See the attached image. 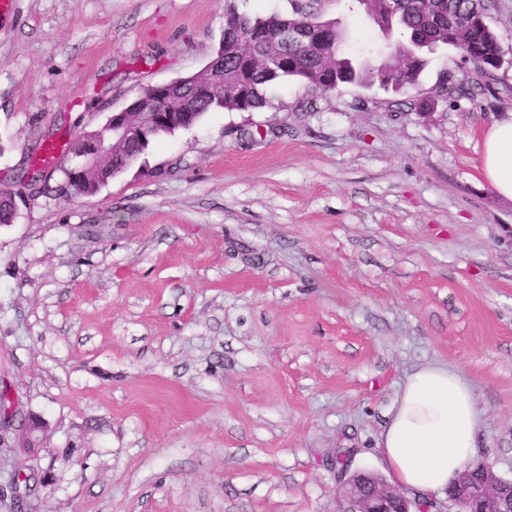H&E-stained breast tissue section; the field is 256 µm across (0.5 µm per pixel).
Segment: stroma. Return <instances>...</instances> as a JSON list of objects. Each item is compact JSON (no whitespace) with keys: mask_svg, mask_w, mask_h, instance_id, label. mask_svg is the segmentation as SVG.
Here are the masks:
<instances>
[{"mask_svg":"<svg viewBox=\"0 0 512 512\" xmlns=\"http://www.w3.org/2000/svg\"><path fill=\"white\" fill-rule=\"evenodd\" d=\"M15 0L0 14V392L40 416L25 512H336L331 464L385 475L381 433L407 376L457 371L481 412L476 461L512 480V201L481 183L482 136L512 112L453 47L402 96L293 79L261 112H212L92 196L69 155L21 186L38 137L104 125L148 84L198 72L226 3ZM377 39L353 0H316ZM466 95L439 98L441 80Z\"/></svg>","mask_w":512,"mask_h":512,"instance_id":"stroma-1","label":"stroma"}]
</instances>
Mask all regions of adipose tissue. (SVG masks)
Masks as SVG:
<instances>
[{"label":"adipose tissue","mask_w":512,"mask_h":512,"mask_svg":"<svg viewBox=\"0 0 512 512\" xmlns=\"http://www.w3.org/2000/svg\"><path fill=\"white\" fill-rule=\"evenodd\" d=\"M477 169L490 189L512 200V113L486 130ZM480 410L472 388L447 367L425 365L407 376L380 452L392 481L420 496L446 489L475 453Z\"/></svg>","instance_id":"ef3b65f1"}]
</instances>
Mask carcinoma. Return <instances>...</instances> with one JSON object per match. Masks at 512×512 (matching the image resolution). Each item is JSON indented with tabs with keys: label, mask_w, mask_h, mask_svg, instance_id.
Segmentation results:
<instances>
[{
	"label": "carcinoma",
	"mask_w": 512,
	"mask_h": 512,
	"mask_svg": "<svg viewBox=\"0 0 512 512\" xmlns=\"http://www.w3.org/2000/svg\"><path fill=\"white\" fill-rule=\"evenodd\" d=\"M355 2L380 38L392 46L379 61L348 56L343 50L348 39L345 26L338 19L321 18L310 5L300 6L288 16H264L242 14L229 2L224 32L231 35V43L224 42L215 51L220 69L214 76L224 82L216 84L212 94L204 98L195 97L189 82L159 102L147 93L136 111L178 105L191 110L193 124L208 112H259L270 106L267 89L290 78L312 92L326 93L341 84H354L410 96L427 64L423 50L440 46L461 50L488 79L501 68L505 51L488 20L489 0H398L393 9L386 7L385 0ZM302 24L322 33V43L278 44L281 30ZM178 130L177 126L157 127L146 137L132 133L123 147L104 160L102 174L111 179L118 176L126 162L140 156L148 143ZM14 219L13 192L1 189L0 224Z\"/></svg>",
	"instance_id": "cac0c4a2"
}]
</instances>
